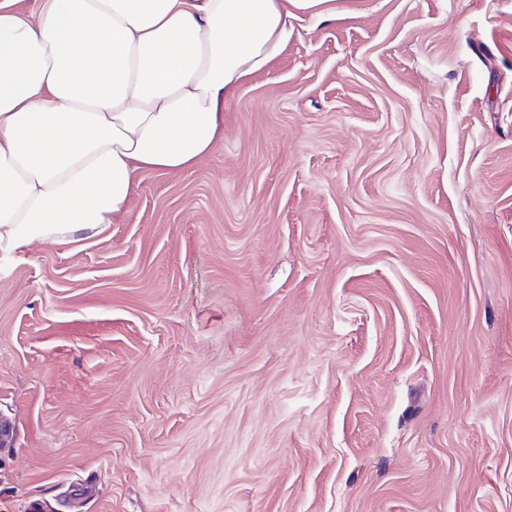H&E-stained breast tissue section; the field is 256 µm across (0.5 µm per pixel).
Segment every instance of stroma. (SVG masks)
Listing matches in <instances>:
<instances>
[{"label": "stroma", "mask_w": 512, "mask_h": 512, "mask_svg": "<svg viewBox=\"0 0 512 512\" xmlns=\"http://www.w3.org/2000/svg\"><path fill=\"white\" fill-rule=\"evenodd\" d=\"M223 122L0 259V512H512V0H336Z\"/></svg>", "instance_id": "stroma-1"}]
</instances>
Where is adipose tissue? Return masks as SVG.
Returning a JSON list of instances; mask_svg holds the SVG:
<instances>
[{
    "mask_svg": "<svg viewBox=\"0 0 512 512\" xmlns=\"http://www.w3.org/2000/svg\"><path fill=\"white\" fill-rule=\"evenodd\" d=\"M0 0V254L97 234L138 170L193 165L246 77L336 0Z\"/></svg>",
    "mask_w": 512,
    "mask_h": 512,
    "instance_id": "obj_1",
    "label": "adipose tissue"
}]
</instances>
